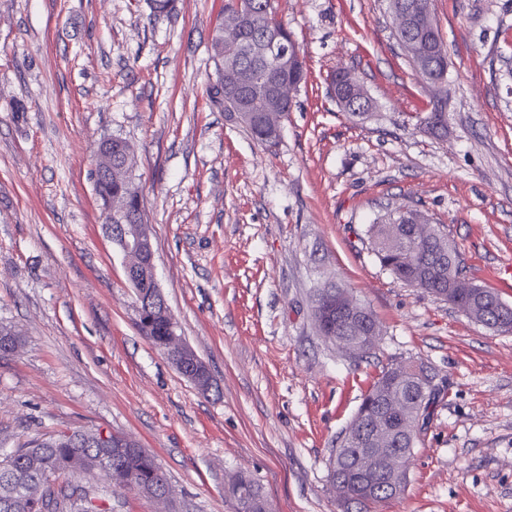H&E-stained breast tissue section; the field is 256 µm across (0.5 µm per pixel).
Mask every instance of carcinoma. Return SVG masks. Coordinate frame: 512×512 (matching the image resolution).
<instances>
[{"label": "carcinoma", "instance_id": "1", "mask_svg": "<svg viewBox=\"0 0 512 512\" xmlns=\"http://www.w3.org/2000/svg\"><path fill=\"white\" fill-rule=\"evenodd\" d=\"M429 19L417 24L415 36L436 49L435 62L441 70H448V51L432 23L434 0H425ZM241 8L252 15L253 24L233 37L241 43L247 42L261 31L276 32L289 46H294L291 34L277 18L272 0H240ZM216 99L237 104L243 110H255L264 102L247 96L234 97L232 91L222 88L221 81L211 87ZM244 127L253 138L268 143L267 121L248 119ZM97 192L103 202L120 199L125 210L112 215L114 224H130L142 214L138 188L134 183L102 182ZM406 222L422 220L430 224L432 243L422 246L410 238L394 239L395 223L402 220L396 212H387L370 225L368 233L372 251L381 266L396 279L424 290L463 312L467 317L478 314L476 322L503 332H512V311L499 309L503 301L498 294L484 287L470 290L458 288L450 272H462L461 260L456 247L448 240V234L440 224L431 223L430 217L418 208H407ZM323 289L316 290L314 321L324 326L325 335L333 337L332 343L344 349L363 338L368 329L352 327L344 322L336 323L321 312L317 302ZM140 327L155 347L163 345L168 337V326L160 315L143 311L139 313ZM420 367L423 375L408 372ZM435 375L423 363L405 361L391 364L380 372L376 381L364 396L357 414L364 416L372 430L405 427L408 435L399 444L403 454L400 466L409 470L423 425L433 414L439 395ZM400 396L404 399L399 409L380 411L379 394ZM98 432L74 430L72 438L64 440L62 435L49 436L33 442L30 448H18L0 458V512H106L96 504L86 509L90 491L72 478L80 474L99 473L112 484L139 493L151 491L154 485L167 481V476L155 458L139 445L125 451L102 448L97 442ZM356 444H342L336 449V464L341 467L343 482L333 486L339 506L343 512H371L379 504L398 498L405 491L400 487L393 492L384 481H377L371 491H366L363 482L365 473L355 456ZM30 484L45 486L44 494L37 499L27 498L17 491V486ZM225 493L233 503L234 512H269L267 500L250 477L235 474L225 484Z\"/></svg>", "mask_w": 512, "mask_h": 512}]
</instances>
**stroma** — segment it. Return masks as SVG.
<instances>
[{"label":"stroma","mask_w":512,"mask_h":512,"mask_svg":"<svg viewBox=\"0 0 512 512\" xmlns=\"http://www.w3.org/2000/svg\"><path fill=\"white\" fill-rule=\"evenodd\" d=\"M387 0H274L307 73L276 146L211 97L224 0H0V454L73 429L131 437L166 506L99 474L112 512H233L242 472L271 512H340L329 461L384 366H430L441 393L403 495L378 512H512V332L384 270L366 230L416 205L463 273L512 305V0H434L448 48V133L399 47ZM350 70L369 118L337 105ZM126 140L178 331L211 369L200 395L140 331L91 176ZM347 289L381 336L358 361L318 335L312 296ZM346 72L344 74L343 79L341 78V73ZM346 82L348 85H350L353 90L357 93V97L354 100L353 104H351V110L352 112H347L349 116H352V113L354 112H365L366 114H363L360 116V118H364L367 115H369V112L372 111L373 103L371 98L368 96L364 86L361 84V82L355 77L351 72L347 73V70L345 69H337L336 72L332 74V83L336 84V90L338 94H343L345 97H348L349 95V89L346 85Z\"/></svg>","instance_id":"35a3bbf8"}]
</instances>
